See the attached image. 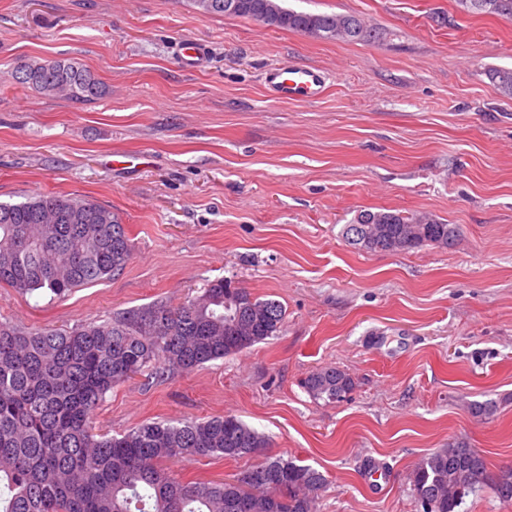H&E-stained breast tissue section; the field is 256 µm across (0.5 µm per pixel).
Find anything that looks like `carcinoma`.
Instances as JSON below:
<instances>
[{
  "label": "carcinoma",
  "mask_w": 512,
  "mask_h": 512,
  "mask_svg": "<svg viewBox=\"0 0 512 512\" xmlns=\"http://www.w3.org/2000/svg\"><path fill=\"white\" fill-rule=\"evenodd\" d=\"M233 15L280 29L346 42L376 30L357 14H310L280 0H237ZM466 13L512 18V0H458ZM512 97V68L489 71ZM17 84L49 97L91 102L104 85L71 59L20 62ZM453 224L393 210H362L345 225L344 241L359 250L397 252L427 244L446 247ZM133 244L111 209L85 197L36 194L0 203V285L22 294L61 298L121 275ZM285 311L228 280L178 305L130 308L76 328L32 329L0 322V512H314L322 472L281 456L253 466L261 479L183 482L166 473L167 459L221 456L237 460L268 447L269 439L232 415L142 424L119 437L97 434L91 418L114 387L166 367L193 369L277 335ZM312 397L349 399L351 376L319 369L304 380ZM489 490L512 503V469L491 472L464 441L424 457L412 493L429 512H460L465 498Z\"/></svg>",
  "instance_id": "carcinoma-1"
}]
</instances>
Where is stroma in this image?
<instances>
[{
  "instance_id": "stroma-1",
  "label": "stroma",
  "mask_w": 512,
  "mask_h": 512,
  "mask_svg": "<svg viewBox=\"0 0 512 512\" xmlns=\"http://www.w3.org/2000/svg\"><path fill=\"white\" fill-rule=\"evenodd\" d=\"M354 13L379 36L344 42L191 0H0V202L54 192L115 212L133 243L115 278L49 301L0 285V320L68 329L230 280L286 311L277 336L239 354L108 392L93 428L233 415L270 454L328 479L315 512H423L415 466L464 440L512 467V18L455 0H283ZM194 39L209 64H179ZM73 59L104 96L82 104L15 83L18 61ZM272 64L326 76L310 102L267 92ZM429 213L448 246L366 252L342 230L362 210ZM337 367L349 401L302 382ZM491 404L479 414L475 405ZM164 461L185 480L256 464Z\"/></svg>"
}]
</instances>
